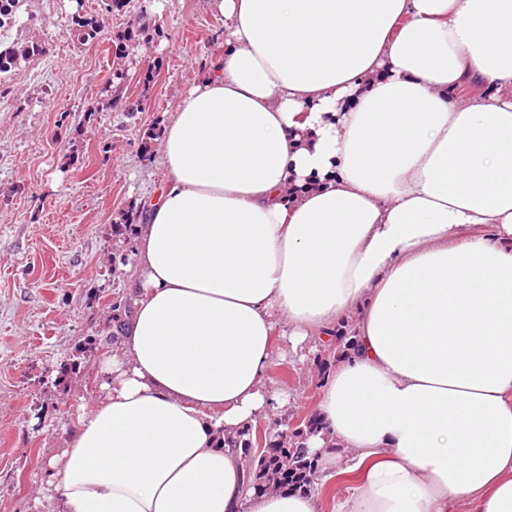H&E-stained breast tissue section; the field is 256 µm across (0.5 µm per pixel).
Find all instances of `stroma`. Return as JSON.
I'll return each mask as SVG.
<instances>
[{
	"label": "stroma",
	"instance_id": "35a3bbf8",
	"mask_svg": "<svg viewBox=\"0 0 512 512\" xmlns=\"http://www.w3.org/2000/svg\"><path fill=\"white\" fill-rule=\"evenodd\" d=\"M98 18L104 44L75 22ZM149 40L128 39L142 21ZM211 0H22L0 52H39L0 72V512H39L38 489L81 406L99 391L97 360L129 297L134 239L123 214L161 187L160 146L182 96L224 50ZM138 102L136 114L125 110ZM333 351L298 362L275 344L274 384L316 416Z\"/></svg>",
	"mask_w": 512,
	"mask_h": 512
}]
</instances>
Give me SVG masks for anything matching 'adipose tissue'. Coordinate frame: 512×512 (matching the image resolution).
Listing matches in <instances>:
<instances>
[{
    "instance_id": "1",
    "label": "adipose tissue",
    "mask_w": 512,
    "mask_h": 512,
    "mask_svg": "<svg viewBox=\"0 0 512 512\" xmlns=\"http://www.w3.org/2000/svg\"><path fill=\"white\" fill-rule=\"evenodd\" d=\"M212 2L50 512H319L231 442L291 402L277 338L347 321L307 441L358 477L336 512H512V0Z\"/></svg>"
}]
</instances>
